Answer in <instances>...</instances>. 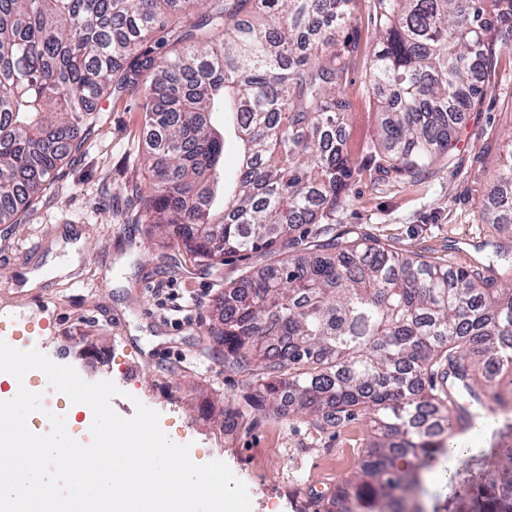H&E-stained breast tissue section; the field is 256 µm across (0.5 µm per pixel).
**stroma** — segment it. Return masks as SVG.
<instances>
[{
  "mask_svg": "<svg viewBox=\"0 0 512 512\" xmlns=\"http://www.w3.org/2000/svg\"><path fill=\"white\" fill-rule=\"evenodd\" d=\"M374 0H357L358 42L344 92L351 103L349 151L363 157L377 134L369 84ZM101 118L48 194L18 224H0V340L31 345L86 381H113L121 416L142 402L161 429L190 445L198 464L225 462L249 491L252 512H312L309 491L322 492L357 468L369 438L365 417L341 428H316L284 412L224 432V403L240 394L246 374L224 369L210 333L209 309L249 262L227 258L208 268L176 244L159 245L140 224L131 186L142 176L146 147L138 96L100 100ZM512 137V58L503 57L484 85L479 110L454 130L449 161L415 182L355 180L330 221L362 236L454 267H475L479 245L504 235L484 218L504 142ZM512 445V424L477 435L452 460L454 472L485 469L499 445Z\"/></svg>",
  "mask_w": 512,
  "mask_h": 512,
  "instance_id": "1",
  "label": "stroma"
}]
</instances>
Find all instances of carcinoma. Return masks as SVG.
Listing matches in <instances>:
<instances>
[{
  "label": "carcinoma",
  "instance_id": "obj_1",
  "mask_svg": "<svg viewBox=\"0 0 512 512\" xmlns=\"http://www.w3.org/2000/svg\"><path fill=\"white\" fill-rule=\"evenodd\" d=\"M355 0H0V224L43 196L99 121L142 98V219L209 268H246L212 312L224 369L246 372L224 431L288 407L315 426L369 411L371 440L336 503L395 511L425 492L459 429L512 412V248L473 270L395 252L332 224L364 173L409 182L512 54V0H375L370 82L378 133L359 164L343 131ZM237 165H221L226 143ZM491 224L512 225V139ZM292 249L290 255L286 249ZM472 512H512V448L462 478Z\"/></svg>",
  "mask_w": 512,
  "mask_h": 512
}]
</instances>
